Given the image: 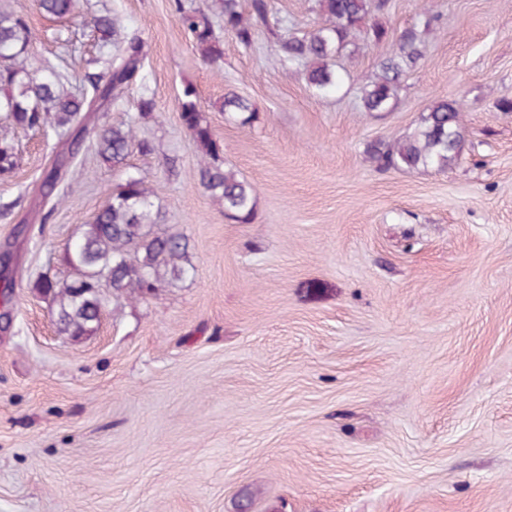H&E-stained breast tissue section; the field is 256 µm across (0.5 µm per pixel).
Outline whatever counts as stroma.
Returning a JSON list of instances; mask_svg holds the SVG:
<instances>
[{
    "mask_svg": "<svg viewBox=\"0 0 512 512\" xmlns=\"http://www.w3.org/2000/svg\"><path fill=\"white\" fill-rule=\"evenodd\" d=\"M32 54L67 72L98 57L90 24L11 0ZM144 38L157 109L132 153L193 272L109 304L96 330L58 332L34 291L66 278V247L121 175L84 144L66 200L36 199L56 144L15 130L0 176V247H16L0 321V512H512V0H391L392 33L439 18L385 112L360 84L392 41L340 59L315 95L281 68L269 32L223 60L186 41L173 0H80ZM193 86L225 167L256 189L249 222L199 184L179 117ZM236 92L251 126L225 121ZM464 104L466 148L449 170L383 168L368 143L411 131L435 102Z\"/></svg>",
    "mask_w": 512,
    "mask_h": 512,
    "instance_id": "1",
    "label": "stroma"
}]
</instances>
